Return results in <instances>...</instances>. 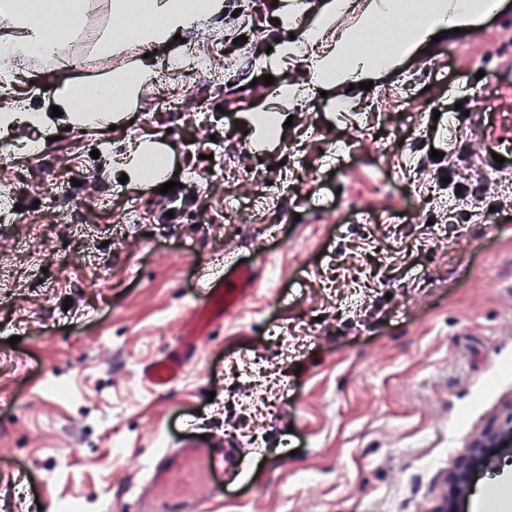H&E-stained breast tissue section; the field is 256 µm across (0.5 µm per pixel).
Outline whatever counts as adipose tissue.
Instances as JSON below:
<instances>
[{"mask_svg":"<svg viewBox=\"0 0 512 512\" xmlns=\"http://www.w3.org/2000/svg\"><path fill=\"white\" fill-rule=\"evenodd\" d=\"M512 0H371L359 22L335 30L338 18L349 12L352 0H321L309 11L302 0H288L281 22L307 19L303 40L282 42L272 62L281 65L299 58L307 45L317 52L311 61L313 87L339 89L363 81L377 82L395 72L406 60L431 44L432 36L453 28L476 29L490 15L507 8ZM225 0H112L110 21L100 42L110 53L136 44L150 49L167 44L177 33L224 11ZM146 24H132L137 15ZM409 16L410 24L386 46L373 49L367 41L383 21ZM0 16L9 25L0 30V49L15 57L37 58L49 38V26L36 0H0ZM154 76L150 59L135 60L112 79L99 83L102 91H116L121 107L136 105Z\"/></svg>","mask_w":512,"mask_h":512,"instance_id":"1","label":"adipose tissue"}]
</instances>
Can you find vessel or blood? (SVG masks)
Returning a JSON list of instances; mask_svg holds the SVG:
<instances>
[{
	"instance_id": "1",
	"label": "vessel or blood",
	"mask_w": 512,
	"mask_h": 512,
	"mask_svg": "<svg viewBox=\"0 0 512 512\" xmlns=\"http://www.w3.org/2000/svg\"><path fill=\"white\" fill-rule=\"evenodd\" d=\"M254 283L252 268L226 259L223 269L211 273L198 307L213 318L227 319ZM198 347L197 336H183L177 347L143 369L144 382L153 390H168L181 378ZM226 464L223 449L205 438L191 437L178 447L161 449L134 501L135 512H196L200 504L220 497L222 488L215 477Z\"/></svg>"
}]
</instances>
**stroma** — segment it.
Returning a JSON list of instances; mask_svg holds the SVG:
<instances>
[{
  "mask_svg": "<svg viewBox=\"0 0 512 512\" xmlns=\"http://www.w3.org/2000/svg\"><path fill=\"white\" fill-rule=\"evenodd\" d=\"M273 2L227 0L158 49L137 105L105 122L50 107L139 55L99 52L111 0L57 27L71 66L20 58L0 79V108L49 117L0 131L16 207L0 223V512H111L191 416L218 446L263 440L206 512H439L457 460L512 415V170L488 162L512 135V6L371 90L338 89L352 109L306 95L259 151L248 115L308 80L306 64L264 63L289 38ZM198 57L211 66L193 78ZM144 143L160 177L121 183ZM228 252L255 269L253 294L156 393L143 366L189 328ZM252 359L261 372L238 375ZM500 487L512 445L489 449L459 512Z\"/></svg>",
  "mask_w": 512,
  "mask_h": 512,
  "instance_id": "35a3bbf8",
  "label": "stroma"
}]
</instances>
